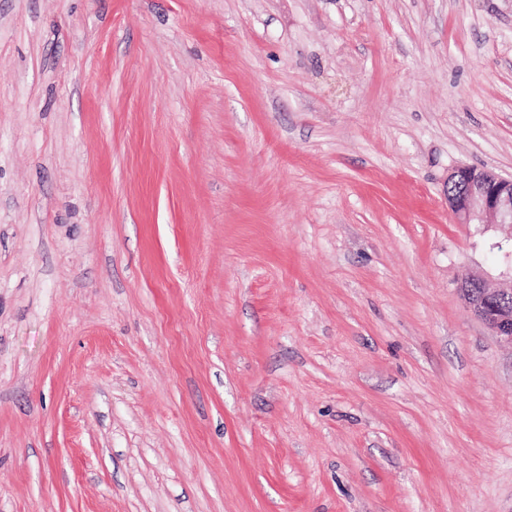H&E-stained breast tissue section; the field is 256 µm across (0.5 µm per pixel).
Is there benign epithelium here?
Wrapping results in <instances>:
<instances>
[{
	"mask_svg": "<svg viewBox=\"0 0 512 512\" xmlns=\"http://www.w3.org/2000/svg\"><path fill=\"white\" fill-rule=\"evenodd\" d=\"M460 191L448 194V206L460 224L492 228L512 241V178L474 166H458L448 182ZM460 293L479 318L502 342L512 346V289H493L483 274L468 273Z\"/></svg>",
	"mask_w": 512,
	"mask_h": 512,
	"instance_id": "1",
	"label": "benign epithelium"
}]
</instances>
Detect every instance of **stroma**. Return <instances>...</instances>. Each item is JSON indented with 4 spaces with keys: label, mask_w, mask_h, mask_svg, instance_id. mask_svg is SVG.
I'll return each mask as SVG.
<instances>
[{
    "label": "stroma",
    "mask_w": 512,
    "mask_h": 512,
    "mask_svg": "<svg viewBox=\"0 0 512 512\" xmlns=\"http://www.w3.org/2000/svg\"><path fill=\"white\" fill-rule=\"evenodd\" d=\"M512 0H0V512H512ZM466 181H455V178ZM460 184V191L448 193V206L460 224H479L483 229L493 228L511 242L506 254L505 270L501 277L512 281V178L474 166H458L448 175V184ZM492 217L487 223L485 218ZM459 290L477 318L512 347V289L490 288L485 275L470 272L461 279Z\"/></svg>",
    "instance_id": "1"
}]
</instances>
